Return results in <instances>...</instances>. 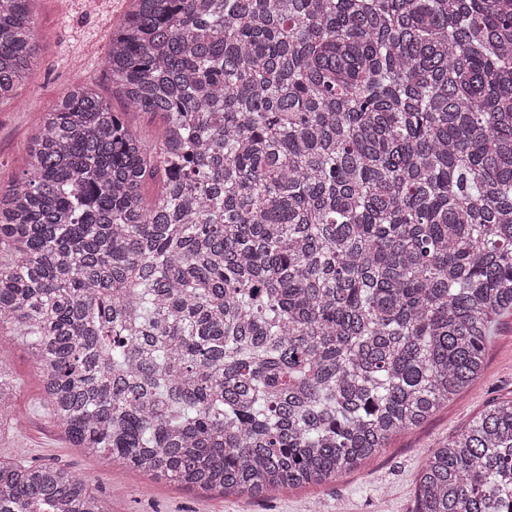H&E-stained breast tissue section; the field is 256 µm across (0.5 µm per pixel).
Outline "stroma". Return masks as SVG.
<instances>
[{"label": "stroma", "instance_id": "stroma-1", "mask_svg": "<svg viewBox=\"0 0 512 512\" xmlns=\"http://www.w3.org/2000/svg\"><path fill=\"white\" fill-rule=\"evenodd\" d=\"M129 0H39L41 54L19 91L0 106V189L27 167V149L49 104L73 82L93 87L122 110L102 65L112 30ZM0 364L12 371L17 389L11 411L20 427L0 434V461L55 463L87 478L108 512H413L415 479L437 444L460 433L497 400L512 399V313L498 318L480 379L421 426L393 437L380 454L354 471L317 486H289L266 500L188 489L73 447L47 410L40 382L22 340L0 339Z\"/></svg>", "mask_w": 512, "mask_h": 512}]
</instances>
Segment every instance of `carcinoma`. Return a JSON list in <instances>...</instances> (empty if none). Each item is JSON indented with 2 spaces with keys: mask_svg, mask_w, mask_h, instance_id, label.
<instances>
[{
  "mask_svg": "<svg viewBox=\"0 0 512 512\" xmlns=\"http://www.w3.org/2000/svg\"><path fill=\"white\" fill-rule=\"evenodd\" d=\"M34 2L0 0L1 105ZM103 66L162 136L75 84L0 191V337L75 447L264 499L479 379L512 312V0H133ZM417 481L415 512H512V400ZM0 512L105 509L1 462Z\"/></svg>",
  "mask_w": 512,
  "mask_h": 512,
  "instance_id": "obj_1",
  "label": "carcinoma"
}]
</instances>
